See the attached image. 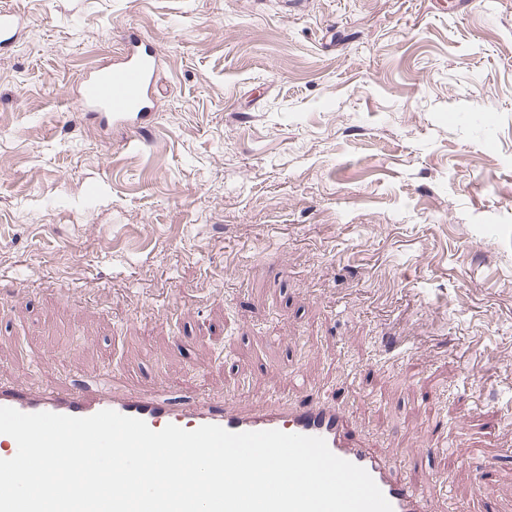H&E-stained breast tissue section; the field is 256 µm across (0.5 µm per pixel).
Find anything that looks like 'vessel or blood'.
Returning a JSON list of instances; mask_svg holds the SVG:
<instances>
[{"label":"vessel or blood","mask_w":512,"mask_h":512,"mask_svg":"<svg viewBox=\"0 0 512 512\" xmlns=\"http://www.w3.org/2000/svg\"><path fill=\"white\" fill-rule=\"evenodd\" d=\"M127 44L125 54L112 66L94 70L81 81L78 103L82 114L96 113L103 119L124 123L150 111L158 59L137 34H129ZM297 390V399L285 401L272 395L244 410L233 401L217 400L207 394L182 402L153 389L119 394L103 377L92 387L78 381L67 387L38 391L19 380L0 378V406L23 413L51 412L75 417L110 409L141 419L156 431L170 424L188 431L214 424L235 433L280 430L316 436L326 441L333 454L364 468L393 512H437L434 498L413 478L400 473L392 454L365 443L343 406L310 394L305 381H298Z\"/></svg>","instance_id":"1"}]
</instances>
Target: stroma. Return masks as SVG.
I'll return each instance as SVG.
<instances>
[{
	"label": "stroma",
	"instance_id": "35a3bbf8",
	"mask_svg": "<svg viewBox=\"0 0 512 512\" xmlns=\"http://www.w3.org/2000/svg\"><path fill=\"white\" fill-rule=\"evenodd\" d=\"M2 6L1 373L245 403L298 373L439 512H512V0ZM130 29L153 116L84 118Z\"/></svg>",
	"mask_w": 512,
	"mask_h": 512
}]
</instances>
